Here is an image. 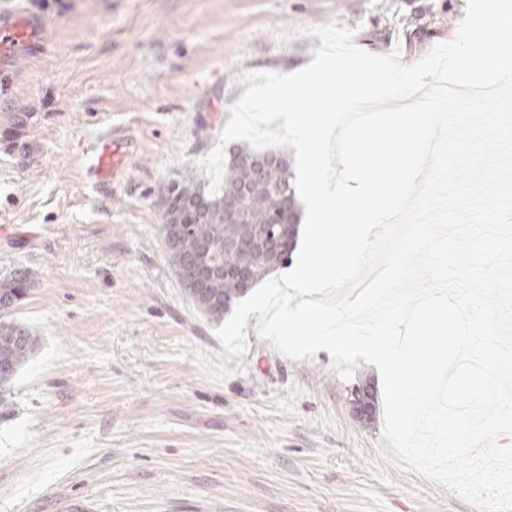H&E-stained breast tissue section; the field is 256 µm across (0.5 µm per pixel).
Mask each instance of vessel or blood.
I'll return each instance as SVG.
<instances>
[{"instance_id": "b4317fda", "label": "vessel or blood", "mask_w": 512, "mask_h": 512, "mask_svg": "<svg viewBox=\"0 0 512 512\" xmlns=\"http://www.w3.org/2000/svg\"><path fill=\"white\" fill-rule=\"evenodd\" d=\"M47 31L45 18L23 6L22 0H0V74L13 75L19 57L44 44ZM92 151L94 177L100 184L113 178L131 153L127 142L110 136L96 139Z\"/></svg>"}]
</instances>
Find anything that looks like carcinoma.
Instances as JSON below:
<instances>
[{
	"label": "carcinoma",
	"mask_w": 512,
	"mask_h": 512,
	"mask_svg": "<svg viewBox=\"0 0 512 512\" xmlns=\"http://www.w3.org/2000/svg\"><path fill=\"white\" fill-rule=\"evenodd\" d=\"M234 161L224 168V182L216 194L187 173L158 194L162 233L171 266L193 306L212 322L224 318L234 302L248 292L224 276V269L242 268L250 286L289 263L291 251L263 253L257 249L224 250V242H259L278 235L283 221L298 225L299 203L288 149L257 151L249 144L233 150ZM242 158H270L263 172L240 162ZM241 203L240 219L224 218V201ZM33 288L24 268L0 277V421L10 416L6 391L24 365L37 353L40 337L14 318L16 308Z\"/></svg>",
	"instance_id": "obj_1"
}]
</instances>
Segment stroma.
I'll return each mask as SVG.
<instances>
[{
  "mask_svg": "<svg viewBox=\"0 0 512 512\" xmlns=\"http://www.w3.org/2000/svg\"><path fill=\"white\" fill-rule=\"evenodd\" d=\"M467 0H47L43 54L0 98V276L34 287L41 338L0 422V512H476L386 454L328 352L293 361L257 334L223 347L167 259L157 193L217 144L245 73H288L335 22L404 65L455 39ZM132 153L101 188L91 142Z\"/></svg>",
  "mask_w": 512,
  "mask_h": 512,
  "instance_id": "1",
  "label": "stroma"
}]
</instances>
